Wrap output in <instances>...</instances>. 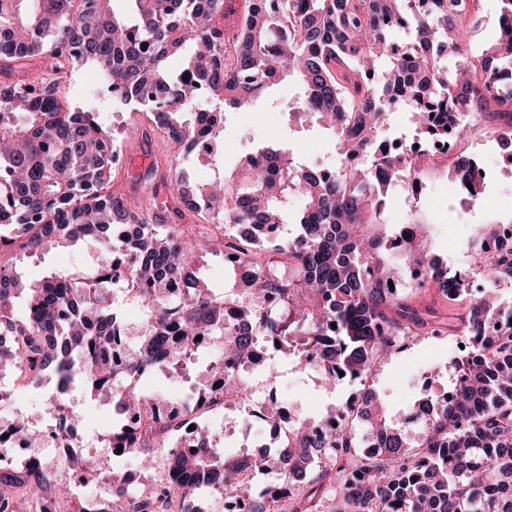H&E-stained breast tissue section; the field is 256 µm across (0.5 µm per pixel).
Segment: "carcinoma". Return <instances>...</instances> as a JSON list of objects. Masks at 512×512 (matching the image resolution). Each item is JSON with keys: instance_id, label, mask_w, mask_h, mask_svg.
<instances>
[{"instance_id": "obj_1", "label": "carcinoma", "mask_w": 512, "mask_h": 512, "mask_svg": "<svg viewBox=\"0 0 512 512\" xmlns=\"http://www.w3.org/2000/svg\"><path fill=\"white\" fill-rule=\"evenodd\" d=\"M114 0H0V250L21 256L92 239L103 249L88 271L24 282L0 265V368L15 381L52 371L58 396L78 385L112 398L106 447L122 448L147 467L164 448L177 479L160 495L118 491L105 512H202L193 494L243 491L241 512H328L334 489L348 512H512V247L483 250L496 223L471 228L475 263L486 288L475 294L465 275L431 256V234L416 218L389 220V185L409 173L398 154L376 155L388 136L390 105L409 107L413 128L443 112H488L512 118V35L497 32L470 53L480 32L482 0H247L235 58L224 57V0H132L118 16ZM421 44L395 53L396 35ZM147 48H142V45ZM187 51L173 72L168 60ZM459 58L448 71L443 61ZM90 62L112 99L134 102L155 127L191 147L216 153L224 120L193 110L204 101L220 114L246 110L292 77L297 99L277 107L287 127L317 122L332 130L350 166L325 172L283 148L255 150L233 177L206 182L195 193L186 171L164 157L137 184L139 196L112 190L120 160L112 134L91 110L67 105L66 70ZM170 191L203 224H168L157 199ZM294 235L281 241L282 225ZM236 256L224 291L200 275L210 254ZM405 287L393 293L388 282ZM429 286L468 309L444 315L421 300ZM28 299L24 317L15 300ZM131 300L143 310L138 341L123 366L113 350L129 341L115 309ZM456 336L467 349L454 360L462 382L451 398L432 392L406 414L392 415L368 391L359 432L311 430L297 420L274 437L267 461L248 462L211 443L176 435L183 409L162 413L164 398L145 390L161 373L182 379L196 355L215 353L210 371L223 387L199 389L221 408L248 382L234 367L267 345L297 367L319 359L326 382L364 380L375 361L400 341ZM201 340H196V337ZM138 417L128 421L126 414ZM73 481L37 474L18 461L0 474V512H18L17 489L31 504L51 494L88 512Z\"/></svg>"}]
</instances>
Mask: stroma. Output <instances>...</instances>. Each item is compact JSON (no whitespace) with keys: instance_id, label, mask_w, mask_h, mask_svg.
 <instances>
[{"instance_id":"stroma-1","label":"stroma","mask_w":512,"mask_h":512,"mask_svg":"<svg viewBox=\"0 0 512 512\" xmlns=\"http://www.w3.org/2000/svg\"><path fill=\"white\" fill-rule=\"evenodd\" d=\"M94 65H78L69 72L67 99L71 105L87 106L99 112L104 126L113 128L122 146V162L113 183L114 190L133 196L136 179L155 158L168 151L159 132L150 131L148 119L134 122L126 120L125 107L113 104L111 94L104 85L95 83ZM271 100H258L245 111L227 113L220 148L210 165L202 166L188 161L186 170L191 180L208 181L216 176L232 175L240 157L256 146L282 145L305 156L315 165H335L334 143L319 126L309 124L302 128L287 129L280 113L270 111L269 102L285 103L296 95L294 81L284 80L271 91ZM481 160L491 173L487 184L490 195L498 198L495 206L484 207L475 213L474 222L484 224L512 217V176L502 175L497 165L496 149L483 152ZM427 198L421 199L418 215L428 222L432 232V254L451 262L454 268H468L471 259L467 247L469 226L457 223L456 217L465 202L448 178H440L430 185ZM94 253L91 244L79 243L68 248H53L26 259L14 252L0 251V262L17 265L23 276L38 280L50 272L81 271L90 264ZM458 353V340L444 336L422 343H409L377 360L369 376L370 384L384 397L386 406L395 413H404L426 379L435 385L447 384L455 374L452 359ZM279 393L305 402L315 401L313 415L323 414L327 408L344 403L351 391L350 385L328 386L308 374H284L274 382Z\"/></svg>"}]
</instances>
